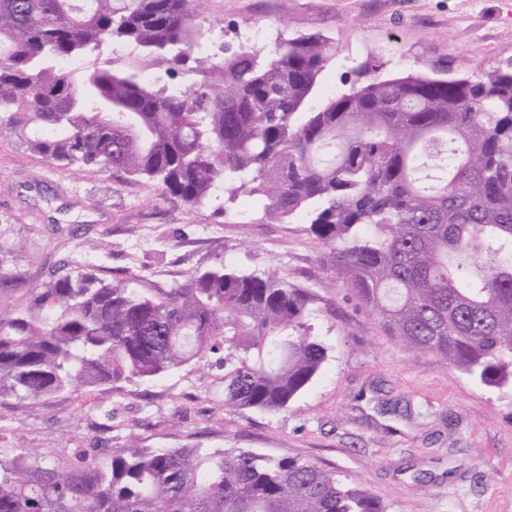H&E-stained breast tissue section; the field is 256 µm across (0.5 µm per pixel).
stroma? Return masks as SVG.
<instances>
[{"label": "stroma", "instance_id": "obj_1", "mask_svg": "<svg viewBox=\"0 0 512 512\" xmlns=\"http://www.w3.org/2000/svg\"><path fill=\"white\" fill-rule=\"evenodd\" d=\"M197 22L215 48L249 46L257 26L269 45L322 34L335 55L316 106L347 91L366 62L385 79L512 64V0H202ZM323 253L300 222L192 211L159 186L104 169L76 175L0 139V268L20 288L65 261L170 284L221 257L315 294L311 321L329 349L314 382L276 414L225 409L223 369L195 361L153 382L14 400L0 407V454L106 462L132 440L253 449L359 483L388 512H512V390L407 353L343 287H327Z\"/></svg>", "mask_w": 512, "mask_h": 512}]
</instances>
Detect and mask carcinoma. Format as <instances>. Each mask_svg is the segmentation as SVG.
<instances>
[{
    "label": "carcinoma",
    "mask_w": 512,
    "mask_h": 512,
    "mask_svg": "<svg viewBox=\"0 0 512 512\" xmlns=\"http://www.w3.org/2000/svg\"><path fill=\"white\" fill-rule=\"evenodd\" d=\"M195 0H0V138L111 169L191 209L243 199L301 220L324 266L411 353L512 386V67L372 78L307 111L334 56L320 34L200 51ZM112 43L138 69L62 66ZM166 78L143 76L153 62ZM200 81H174L177 69ZM0 270V406L151 382L217 356L224 408L287 409L328 347L315 296L219 260L169 286L64 267L22 304ZM0 512H386L368 490L257 450L145 448L99 464L0 458Z\"/></svg>",
    "instance_id": "carcinoma-1"
}]
</instances>
